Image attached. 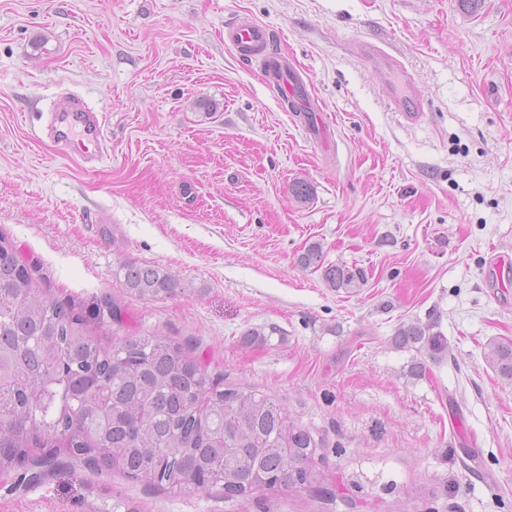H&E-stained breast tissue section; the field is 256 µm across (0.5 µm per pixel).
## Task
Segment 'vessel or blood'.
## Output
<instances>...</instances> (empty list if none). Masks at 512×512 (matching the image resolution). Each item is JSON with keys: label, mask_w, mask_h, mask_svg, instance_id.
<instances>
[{"label": "vessel or blood", "mask_w": 512, "mask_h": 512, "mask_svg": "<svg viewBox=\"0 0 512 512\" xmlns=\"http://www.w3.org/2000/svg\"><path fill=\"white\" fill-rule=\"evenodd\" d=\"M224 39L245 60H260V74L271 83L277 94L285 99L302 100L305 90L296 80L287 61L278 59L267 51L271 40L268 28L253 23H235L225 27ZM374 66L385 75L384 93L391 106L409 122L416 121L422 112L420 103L411 91L407 70L393 57L373 46H365ZM47 134L58 146L61 154L78 152L81 160L92 163L102 143V118L88 111L82 101L74 96L64 98L51 113Z\"/></svg>", "instance_id": "vessel-or-blood-1"}]
</instances>
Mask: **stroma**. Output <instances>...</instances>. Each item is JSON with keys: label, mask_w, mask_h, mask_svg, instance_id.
Here are the masks:
<instances>
[{"label": "stroma", "mask_w": 512, "mask_h": 512, "mask_svg": "<svg viewBox=\"0 0 512 512\" xmlns=\"http://www.w3.org/2000/svg\"><path fill=\"white\" fill-rule=\"evenodd\" d=\"M231 22L272 30L325 137ZM367 42L409 72L420 122ZM64 93L103 116L96 169L46 135ZM0 236L102 343L168 337L325 441L317 482L232 500L63 454L0 476V512H512V380L491 362L512 343V268L493 267L512 252V0H0ZM315 243L364 283L301 268ZM128 262L182 294L134 296ZM432 316L448 356L418 377L393 338ZM364 51L371 57L374 66L384 72V94L390 105L404 120L415 122L420 117L422 108L413 97L407 70L396 59L371 45H366ZM323 278L331 288L348 290L356 288L362 276L343 265H328L323 269Z\"/></svg>", "instance_id": "stroma-1"}]
</instances>
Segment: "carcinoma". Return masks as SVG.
I'll return each mask as SVG.
<instances>
[{"instance_id": "obj_1", "label": "carcinoma", "mask_w": 512, "mask_h": 512, "mask_svg": "<svg viewBox=\"0 0 512 512\" xmlns=\"http://www.w3.org/2000/svg\"><path fill=\"white\" fill-rule=\"evenodd\" d=\"M298 263L323 269L332 288H355L361 279L346 266L324 265L317 244ZM120 272L140 299L178 293V280L158 267L125 263ZM394 342L432 361L447 349L430 324L403 326ZM492 361L512 379V344L496 345ZM69 444L88 450V467L115 466L179 492L219 486L227 498L312 483L324 447L288 420L282 404L220 386L176 342L146 334L102 344L72 307L46 298L0 237V471L39 448L60 455Z\"/></svg>"}]
</instances>
